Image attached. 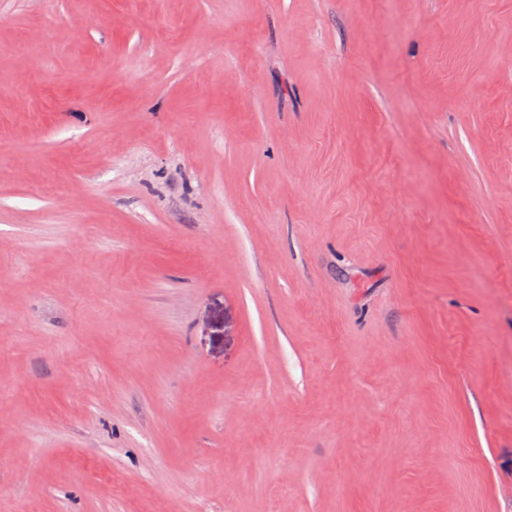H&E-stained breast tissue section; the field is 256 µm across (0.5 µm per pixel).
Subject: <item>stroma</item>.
Listing matches in <instances>:
<instances>
[{
    "label": "stroma",
    "instance_id": "obj_1",
    "mask_svg": "<svg viewBox=\"0 0 512 512\" xmlns=\"http://www.w3.org/2000/svg\"><path fill=\"white\" fill-rule=\"evenodd\" d=\"M0 512H512V0H0Z\"/></svg>",
    "mask_w": 512,
    "mask_h": 512
}]
</instances>
